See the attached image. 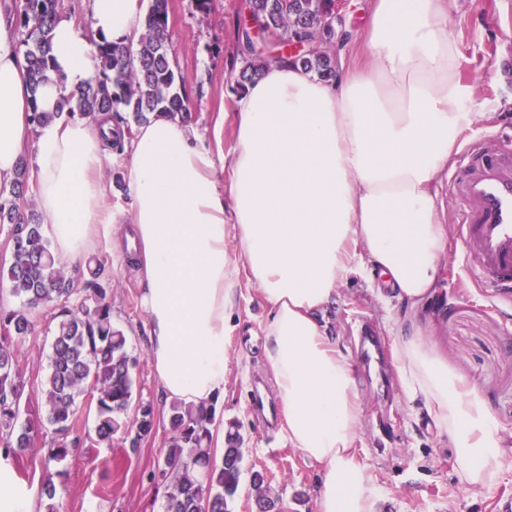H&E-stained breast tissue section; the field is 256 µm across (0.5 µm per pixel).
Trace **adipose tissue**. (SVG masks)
<instances>
[{"label":"adipose tissue","mask_w":512,"mask_h":512,"mask_svg":"<svg viewBox=\"0 0 512 512\" xmlns=\"http://www.w3.org/2000/svg\"><path fill=\"white\" fill-rule=\"evenodd\" d=\"M90 31L62 18L54 67L31 92L26 59L0 23V187L34 143L39 222L60 262L106 247L137 260L149 362L167 398L210 406L224 393L241 278L269 308L261 323L288 443L315 463L317 512H374L372 477L355 443L361 415L351 357L322 314L357 268L379 274L408 310L434 295L448 252L436 183L478 114L457 75L449 0H373L363 66L330 80L270 62L235 98V138L217 167L192 123L138 125L122 162L128 206L104 210L98 174L111 161L110 115L31 132L32 107L100 72L94 38L137 41L140 0H88ZM394 366L410 402L448 435L455 467L491 488L504 454L500 424L474 386L430 343L401 338Z\"/></svg>","instance_id":"ef3b65f1"}]
</instances>
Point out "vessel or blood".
<instances>
[{
  "label": "vessel or blood",
  "instance_id": "obj_1",
  "mask_svg": "<svg viewBox=\"0 0 512 512\" xmlns=\"http://www.w3.org/2000/svg\"><path fill=\"white\" fill-rule=\"evenodd\" d=\"M449 190L461 201L470 278L497 292L512 291V160L474 148L462 158Z\"/></svg>",
  "mask_w": 512,
  "mask_h": 512
}]
</instances>
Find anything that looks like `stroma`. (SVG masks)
<instances>
[{"label":"stroma","mask_w":512,"mask_h":512,"mask_svg":"<svg viewBox=\"0 0 512 512\" xmlns=\"http://www.w3.org/2000/svg\"><path fill=\"white\" fill-rule=\"evenodd\" d=\"M372 0H349L336 22V36L325 49L345 51L352 64L367 53L364 39ZM244 0H215L211 11L195 9L192 0H169L170 60L185 79L193 125L217 164H224L234 140L232 86L243 65L237 53L235 28ZM449 27L459 49L458 73L473 88L481 116L461 136L458 149L488 145L512 150V0H452ZM452 170L437 184L441 223L448 226V254L436 294L427 308L406 314L391 293L376 287L367 272L352 276L324 312L330 336L350 356H357V332L370 323L385 354H392L400 334L414 333L431 341L449 369L472 383L503 426L507 448L492 488L476 491L461 481L451 442L440 434L420 403H408L397 377H390L388 395H380L364 375H357L362 419L358 455L376 487L374 512H500L512 499V300L466 284L457 207L449 196ZM104 282L112 290V321L123 329L139 357L134 400L151 401L156 409L154 433L137 449L121 439L111 446L80 448L63 462L60 512H162L164 489L153 482L168 440L165 399L149 363L147 317L140 304L139 282L129 256L104 249ZM269 309L257 286L242 282L234 310L237 329L226 339L229 361L224 394L216 415L237 421L243 435L245 472L262 471L281 512H316L320 480L317 465L288 445L282 422L267 423L249 404L254 384L273 387L272 373L258 328ZM36 332L17 347L19 369L37 386L48 368L55 319L50 309L35 318Z\"/></svg>","instance_id":"1"}]
</instances>
